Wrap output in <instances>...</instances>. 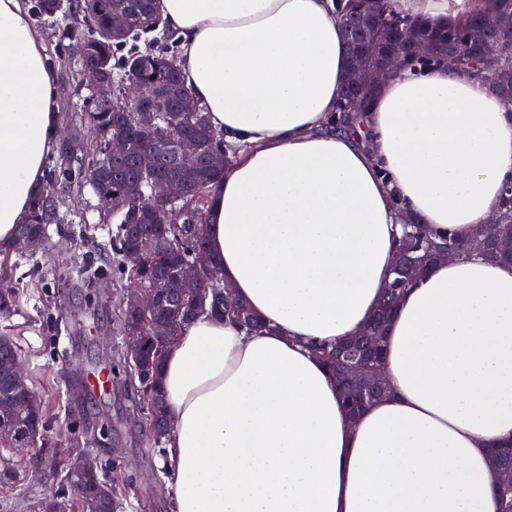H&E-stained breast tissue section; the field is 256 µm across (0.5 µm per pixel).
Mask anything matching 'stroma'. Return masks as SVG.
Listing matches in <instances>:
<instances>
[{"mask_svg":"<svg viewBox=\"0 0 512 512\" xmlns=\"http://www.w3.org/2000/svg\"><path fill=\"white\" fill-rule=\"evenodd\" d=\"M34 26L44 35L60 88L61 137L51 160L87 159L96 138L78 106L88 91L72 60L58 53L53 22ZM50 194L45 246L0 253V291L12 297L10 309L0 313V336L15 344L48 420L47 433L28 455L0 448V466L15 472L10 484H0V512H43L68 465L88 454L108 464L103 477L121 492L125 512H169L162 450L148 439L138 381L119 359L125 346L120 303L131 283L112 269L118 221L104 219L97 197L79 182L57 179ZM102 364L112 369V392L95 397L82 379Z\"/></svg>","mask_w":512,"mask_h":512,"instance_id":"1","label":"stroma"}]
</instances>
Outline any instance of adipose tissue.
<instances>
[{
    "label": "adipose tissue",
    "instance_id": "adipose-tissue-1",
    "mask_svg": "<svg viewBox=\"0 0 512 512\" xmlns=\"http://www.w3.org/2000/svg\"><path fill=\"white\" fill-rule=\"evenodd\" d=\"M467 0H394L444 27ZM181 79L239 151L208 208L209 250L266 325L207 315L165 354L173 512H499L512 443V263L460 256L401 297L389 393L357 418L304 340L341 341L391 279L400 226L465 237L512 178V110L435 64L381 86L366 129L330 131L347 51L333 0H160ZM55 73L22 0H0V247L43 192ZM492 465L498 470V473L501 476V487H499L501 500L500 511L512 512V489H510L512 488V444H510V446H503L493 450Z\"/></svg>",
    "mask_w": 512,
    "mask_h": 512
}]
</instances>
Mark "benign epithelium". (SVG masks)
I'll return each mask as SVG.
<instances>
[{
	"mask_svg": "<svg viewBox=\"0 0 512 512\" xmlns=\"http://www.w3.org/2000/svg\"><path fill=\"white\" fill-rule=\"evenodd\" d=\"M373 0H349L347 13L361 29L378 26L393 32L394 21H386L383 15L373 8ZM481 25L488 30H508L512 28V11L496 8L484 15ZM130 27L128 10L119 8L110 15L109 34L117 36ZM348 37L352 62L346 77V89L350 91V110L366 111L374 92L385 79L402 69L409 59H437L438 62L453 70L460 67L459 58L453 52L442 50L447 40L429 39L410 42L405 52L385 48L377 42L353 38L349 28H344ZM501 48L498 42L482 40L475 44L473 54L486 64L498 69L511 71L512 67L501 62ZM108 61L99 59L84 62L79 67V74L88 81L94 95L106 106L113 103V87L108 71ZM127 103H135L136 120L144 130L152 132L157 129L156 122L170 112L192 113L197 111L196 100L186 90L176 93L165 84L155 85L149 92H143L141 86L130 80L123 91ZM165 149L174 160V168L192 171L200 164H205L213 174L223 172L227 159L223 151L214 149L208 155L201 153L198 138L190 133L177 134L165 140ZM190 194L186 182L179 176H153L149 179V188H143V181L128 182L123 190L128 205H140L144 215L149 216L157 210L166 216L179 219L185 215V202ZM484 240L489 245V255L497 258L512 257V239L501 234L502 218L500 212L492 214L490 221L482 225ZM177 252L176 239L167 233L155 232L143 234L138 241V256L151 257L159 253L167 255ZM459 255V248L452 242L424 256L398 255L394 259V271L404 279H414L424 274L435 262L454 258ZM193 266L199 273L211 270L212 262L208 249L199 245L192 254ZM136 287L130 289L124 298V309L138 315L143 322L153 316L157 305L163 297L177 299L188 303L198 313L210 312L223 315L229 309L247 324L248 314L233 290L218 279L214 288L200 287L199 280H191L179 273L171 274L163 282L165 293L148 284L149 278L141 270H136ZM183 327L180 316H172L167 325V335L152 338L145 331L129 328L124 332L127 358L138 362L147 356L160 363L178 331ZM384 339L383 333L375 330L374 325L367 324L360 333L343 341L336 352L337 369L334 371L338 385L344 391L343 401L348 411L360 412L377 396L387 390V383L378 367L376 350ZM8 373L15 385L21 388L24 406L28 410H40L41 405L35 394L29 389L24 371L18 358L9 363ZM146 398L152 421H157L160 412L161 395L154 380L146 381ZM40 437L37 428H18L11 430L0 427V442L10 450L22 453L35 445Z\"/></svg>",
	"mask_w": 512,
	"mask_h": 512,
	"instance_id": "7a95c632",
	"label": "benign epithelium"
}]
</instances>
